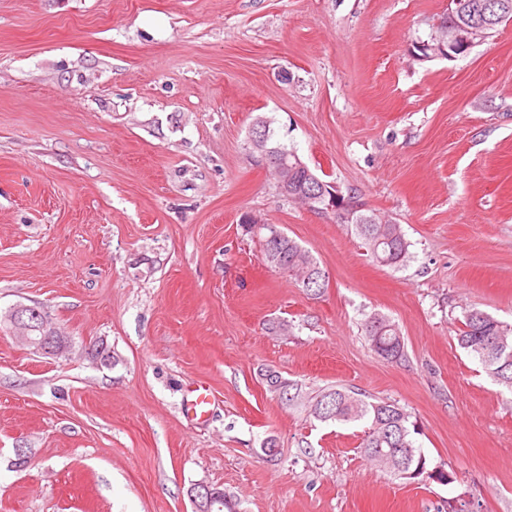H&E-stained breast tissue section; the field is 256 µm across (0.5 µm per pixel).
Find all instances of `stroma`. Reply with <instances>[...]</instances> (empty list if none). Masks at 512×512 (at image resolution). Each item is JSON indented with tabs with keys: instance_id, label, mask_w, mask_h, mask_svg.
<instances>
[{
	"instance_id": "35a3bbf8",
	"label": "stroma",
	"mask_w": 512,
	"mask_h": 512,
	"mask_svg": "<svg viewBox=\"0 0 512 512\" xmlns=\"http://www.w3.org/2000/svg\"><path fill=\"white\" fill-rule=\"evenodd\" d=\"M447 21L448 0H0V316L40 306L69 341L0 329V512H194L201 481L236 512H512V393L456 340L472 308L512 325V21L423 55ZM260 117L401 225L404 267L281 194ZM246 215L311 252L320 295L264 264ZM374 312L403 360L366 340ZM336 387L403 407L453 483L394 478L365 422L316 419ZM372 319L377 320L381 325V333L376 337L369 330V323ZM365 336L368 338L373 350L386 360L400 361L405 356V344L397 326L389 319L379 314L369 316L363 323ZM211 397L212 394L209 388L204 385L193 387L185 401L186 412L191 413L196 420L204 421L210 411Z\"/></svg>"
}]
</instances>
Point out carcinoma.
Returning a JSON list of instances; mask_svg holds the SVG:
<instances>
[{
    "mask_svg": "<svg viewBox=\"0 0 512 512\" xmlns=\"http://www.w3.org/2000/svg\"><path fill=\"white\" fill-rule=\"evenodd\" d=\"M476 10H485L493 19L492 28L512 19V0H468ZM368 215L354 211L347 223L355 230L370 256L378 263L398 267L406 262L410 243L398 224H367ZM262 259L278 255L288 258L284 272L302 283L307 291L317 295L325 284L323 270L314 256L298 242L288 237L275 224L263 225ZM381 325V333L369 330L370 320ZM365 336L373 350L386 360L400 361L405 357V344L397 326L389 319L373 314L363 323ZM459 346L478 360L482 368L499 385L512 392V327L489 314L473 308L465 315L464 327L457 336ZM313 414L321 421H365L369 424L361 448L369 459L387 464L394 459L404 465L406 479L416 480L427 471V459L416 446L413 435L417 426L410 425V415L392 401L362 400L343 389H329L316 396Z\"/></svg>",
    "mask_w": 512,
    "mask_h": 512,
    "instance_id": "cac0c4a2",
    "label": "carcinoma"
}]
</instances>
